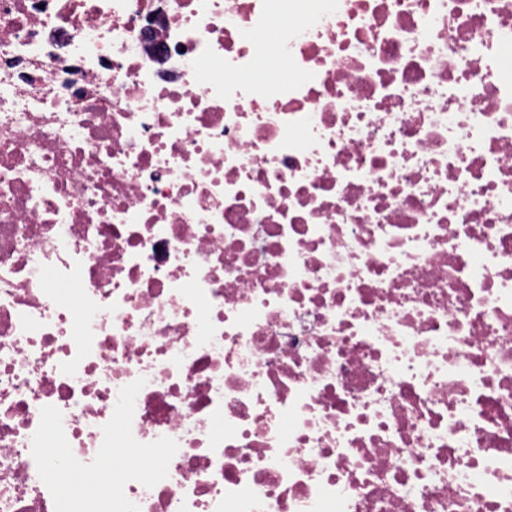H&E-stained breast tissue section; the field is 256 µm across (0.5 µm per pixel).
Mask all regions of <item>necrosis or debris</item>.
<instances>
[{"label":"necrosis or debris","instance_id":"4bbe7bcc","mask_svg":"<svg viewBox=\"0 0 512 512\" xmlns=\"http://www.w3.org/2000/svg\"><path fill=\"white\" fill-rule=\"evenodd\" d=\"M510 52L512 0H0V512H512ZM279 35V27L275 23L269 34L263 39L259 40L256 43V52L261 61V67L258 71L259 77H264L272 72L276 65V57H275V42Z\"/></svg>","mask_w":512,"mask_h":512}]
</instances>
